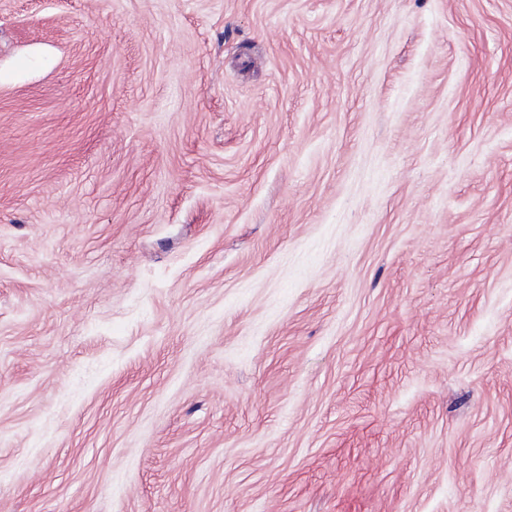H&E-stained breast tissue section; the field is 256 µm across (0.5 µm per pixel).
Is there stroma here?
<instances>
[{
    "label": "stroma",
    "mask_w": 512,
    "mask_h": 512,
    "mask_svg": "<svg viewBox=\"0 0 512 512\" xmlns=\"http://www.w3.org/2000/svg\"><path fill=\"white\" fill-rule=\"evenodd\" d=\"M0 512H512V0H0Z\"/></svg>",
    "instance_id": "35a3bbf8"
}]
</instances>
